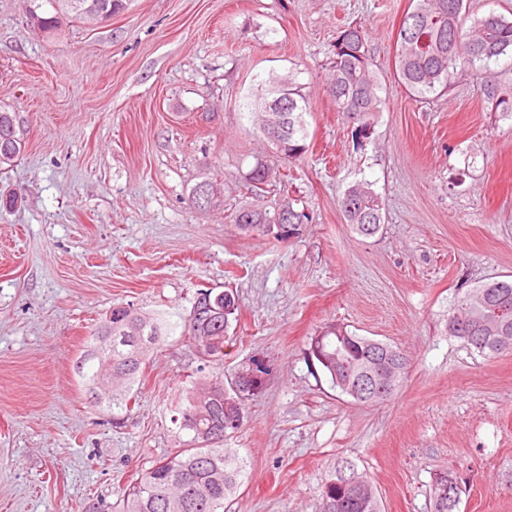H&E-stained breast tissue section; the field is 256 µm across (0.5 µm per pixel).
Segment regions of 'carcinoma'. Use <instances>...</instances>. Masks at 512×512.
<instances>
[{
	"instance_id": "carcinoma-1",
	"label": "carcinoma",
	"mask_w": 512,
	"mask_h": 512,
	"mask_svg": "<svg viewBox=\"0 0 512 512\" xmlns=\"http://www.w3.org/2000/svg\"><path fill=\"white\" fill-rule=\"evenodd\" d=\"M30 24L47 36L56 34L64 18L97 27L127 7V0H19ZM464 0H413L412 11L405 14L397 36L395 72L398 82L417 101L428 95L445 93L454 75L475 67L480 69L477 83L480 95L492 109L512 119V93L503 91L490 62L512 51V18L490 13L466 24L462 13ZM268 96L247 104L253 129L274 145L285 162L299 159L306 152L309 102L305 94L286 77L270 76ZM325 86L336 112L345 123L374 130L382 111L381 82L373 68L368 34L362 25H345L329 51ZM280 98L288 104L284 115L293 134L277 143L269 131V117L275 114L269 102ZM23 150V137L17 128L16 115L0 106V166L15 162ZM277 176L267 163L258 161L245 174L252 192L261 197L273 186ZM347 223L358 234L360 225L379 228L383 221L384 202L367 183L347 188L338 199ZM277 210L254 203L234 211L232 221L238 226L250 225L248 231L277 243V230L265 233L261 224L276 223ZM307 207L301 199L288 200V227L295 232L310 223ZM502 303L512 308V280L484 283L457 301L452 316L462 318L485 337L477 351L493 357L512 351V317L497 324L495 312ZM234 306L224 315L223 308ZM237 300L234 293L202 290L186 313H143L130 305H116L100 321L83 352L73 365L81 385L98 405L107 403L112 418L129 411V403L137 399L135 385L154 350L168 339H189L197 359L195 377L188 381L174 405L173 422L186 438L179 448L153 462L152 466L131 481L111 503L94 512H224V499L240 486L243 467L224 449V438L238 427L228 425V417H237L245 402L256 397L261 386L238 378V373L224 377L210 376L205 368L224 362V343L236 320ZM352 341L344 350L346 358L359 361L369 348L366 337L351 334ZM309 356L336 382V343L331 338L311 339ZM320 352L327 362L317 359ZM347 503L341 512H380L379 503L364 507L349 502L347 490L326 482L321 494L320 512H336V501Z\"/></svg>"
}]
</instances>
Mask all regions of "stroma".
Instances as JSON below:
<instances>
[{"mask_svg": "<svg viewBox=\"0 0 512 512\" xmlns=\"http://www.w3.org/2000/svg\"><path fill=\"white\" fill-rule=\"evenodd\" d=\"M410 0H130L95 29L55 37L0 0V106L25 149L0 170V512H89L177 446L173 404L198 360L158 349L121 424L93 407L73 363L113 305L185 311L199 290L240 304L222 364L263 360V388L225 447L248 473L225 512H319L350 462L381 512H432L438 474L462 481L458 512H512V353L481 356L448 333L458 296L512 279V121L476 74L414 101L394 57ZM362 24L385 108L370 143L323 88L342 25ZM308 97L309 149L261 205L302 198L311 224L288 244L241 230L256 161L279 167L244 105L269 75ZM217 178L221 206L190 207ZM369 182L384 201L372 237L340 195ZM399 348L393 397L361 404L307 359L327 326Z\"/></svg>", "mask_w": 512, "mask_h": 512, "instance_id": "stroma-1", "label": "stroma"}]
</instances>
